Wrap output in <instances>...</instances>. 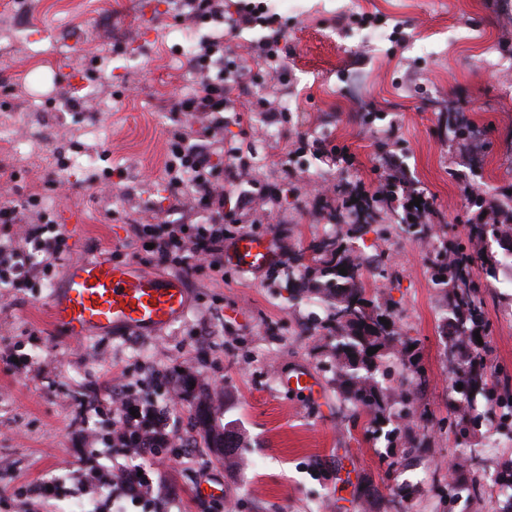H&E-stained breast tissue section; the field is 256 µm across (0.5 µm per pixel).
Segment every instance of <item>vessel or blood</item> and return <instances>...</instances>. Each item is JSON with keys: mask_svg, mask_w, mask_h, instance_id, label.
Here are the masks:
<instances>
[{"mask_svg": "<svg viewBox=\"0 0 512 512\" xmlns=\"http://www.w3.org/2000/svg\"><path fill=\"white\" fill-rule=\"evenodd\" d=\"M231 265L260 270L279 254L271 237H239L229 248ZM188 293L180 277L159 276L131 264H115L95 254L69 261L49 305V319L61 335L87 340L123 329L142 333L169 326L183 314ZM282 384L289 392L314 395L313 374L297 372Z\"/></svg>", "mask_w": 512, "mask_h": 512, "instance_id": "obj_1", "label": "vessel or blood"}]
</instances>
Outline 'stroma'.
I'll list each match as a JSON object with an SVG mask.
<instances>
[{
	"label": "stroma",
	"instance_id": "stroma-1",
	"mask_svg": "<svg viewBox=\"0 0 512 512\" xmlns=\"http://www.w3.org/2000/svg\"><path fill=\"white\" fill-rule=\"evenodd\" d=\"M265 4L270 28L288 35L287 79L255 69L242 116L194 118L172 109L192 79L167 0H0V129L19 140L17 151L0 147V180L19 199L37 196L35 222L55 224L66 243L63 261L35 263L27 287L0 288V512H77L91 502L109 512L105 483L127 462L112 451L111 371L167 409L174 436L197 444L190 461L171 448L145 458L178 489L161 512H211V497L197 491L203 481L238 512H501L498 478L512 469V438L500 436L502 418L461 421L462 366L450 352L445 294L430 281L434 249L392 211L379 215L393 227L388 240L369 232L354 242L367 262L366 297L397 333L395 353L383 358L394 374L381 382L378 424L354 410L336 376L328 307L295 295L288 268L334 232L324 201L341 205L338 189L348 184L379 195L391 158L432 201L441 245L464 239L475 222L470 190L512 197V0ZM79 83L97 98L72 110L65 102ZM263 97L276 119L252 111ZM452 115L471 125L477 147L452 141ZM218 122L249 165L234 181L224 155H214L215 177L231 195L256 199L224 241L279 235L277 261L187 281L186 313L157 333L56 335L47 308L66 261L97 253L168 275L133 224L158 235L201 223L198 206L174 208L167 163L180 132L194 129L202 141ZM39 132L48 153L31 145ZM259 213L266 221L257 225ZM474 274L487 383L511 395L512 277ZM406 347L411 356H402ZM12 356L30 359L33 371L14 373ZM154 369L183 370L198 386L170 405ZM294 370L316 376L320 397L286 392L281 378ZM404 382L413 392L407 409L397 394ZM201 409L208 428L237 433L234 462L208 446ZM89 427L100 437L91 452L80 443ZM50 479L62 487L58 498L32 494Z\"/></svg>",
	"mask_w": 512,
	"mask_h": 512
}]
</instances>
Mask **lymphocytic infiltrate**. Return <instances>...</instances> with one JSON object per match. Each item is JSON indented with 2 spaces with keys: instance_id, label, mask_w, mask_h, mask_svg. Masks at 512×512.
Listing matches in <instances>:
<instances>
[{
  "instance_id": "lymphocytic-infiltrate-1",
  "label": "lymphocytic infiltrate",
  "mask_w": 512,
  "mask_h": 512,
  "mask_svg": "<svg viewBox=\"0 0 512 512\" xmlns=\"http://www.w3.org/2000/svg\"><path fill=\"white\" fill-rule=\"evenodd\" d=\"M169 6L193 19H210L224 24L228 30L237 31L260 24L261 18L254 10L237 9L225 14L224 0H170ZM224 35L216 33L201 38L199 50L191 62L196 87L191 96L175 104L176 111L205 116L214 112H234L239 100L233 93L234 86L244 84L249 74L245 66H237L235 73L225 74ZM222 137H214L212 145L195 144L191 133L179 136L174 161L168 162L172 172L171 186L187 195L191 203L208 213L207 223L198 225L194 233L171 230L167 235L153 238L152 252L155 259L170 264L191 277L224 263V223L227 214L224 206L227 197L224 186L212 177V157L217 146H223ZM112 419L116 444L134 458V465L121 468L112 483L116 512H127V505L147 506L152 501L174 499L175 488L165 479L151 478L140 472L137 462L169 446L173 437L168 430L163 410L142 400L133 393H126L113 401Z\"/></svg>"
}]
</instances>
